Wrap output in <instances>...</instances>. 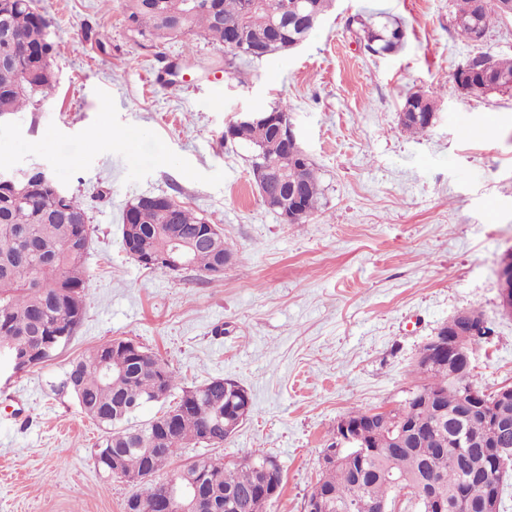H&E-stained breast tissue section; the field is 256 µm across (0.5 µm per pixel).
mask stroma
Segmentation results:
<instances>
[{"instance_id": "obj_1", "label": "stroma", "mask_w": 512, "mask_h": 512, "mask_svg": "<svg viewBox=\"0 0 512 512\" xmlns=\"http://www.w3.org/2000/svg\"><path fill=\"white\" fill-rule=\"evenodd\" d=\"M60 45L55 96L0 124V167L48 169L87 206L85 316L67 347L23 372L0 365V512H124L135 485L94 464L103 434L63 389L70 361L120 338L167 361L185 386L230 379L254 411L223 447L260 449L282 468L266 512H305L337 421L354 408L399 407L422 345L463 310L492 336L477 348L478 382L512 385V315L497 269L512 248V92L460 94L459 65L484 50L512 57V21L483 45L453 24L454 0H335L302 45L248 63L192 37L149 44L117 0H36ZM383 11L405 44L372 56L354 18ZM180 64L172 81L159 78ZM433 91L429 132L404 133L408 94ZM288 101L322 198L287 224L251 180V148L225 139L244 113ZM173 196L212 218L236 254L223 275L148 270L121 243L134 197Z\"/></svg>"}]
</instances>
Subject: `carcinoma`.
Wrapping results in <instances>:
<instances>
[{
    "label": "carcinoma",
    "instance_id": "carcinoma-1",
    "mask_svg": "<svg viewBox=\"0 0 512 512\" xmlns=\"http://www.w3.org/2000/svg\"><path fill=\"white\" fill-rule=\"evenodd\" d=\"M334 0H302L307 14L319 19L332 8ZM454 13L458 28L476 12V0H458ZM250 0H121L131 32L148 41L177 40L199 36L224 46L227 66L239 59L253 61L242 51H254L263 59L293 49L307 41L313 26L285 13L266 14L249 8ZM357 20L356 34L372 55L398 50L404 29L397 22ZM52 19L37 11L33 0H0V115H16L27 107L53 96L55 58L59 45L50 37ZM493 69L512 77V59H499L487 53L468 58L457 72L477 71L486 62ZM405 104L413 111L400 119L401 129L410 135L429 130L427 117L433 110L430 95L409 94ZM290 107L280 102L267 110L274 121L267 125H239L229 130V139L253 148L251 162L258 192L282 195L285 188L298 192L301 215L295 224H306L318 211L322 189L315 164L300 144L287 141L279 132V119L289 117ZM31 190L23 201L14 198L10 184L0 181V344H13L20 360L16 370L40 364L64 347L75 334L84 316L83 292L86 255L77 242L91 236L83 222L86 211L71 194L60 204L53 190L40 183V171L27 174ZM212 220L195 214L168 195L160 196L151 207L139 208L136 200L127 202L123 212L122 237H133L146 255L171 250L173 241H193ZM220 260L208 247L190 253V269L202 275ZM447 359L420 362L415 372L420 383L407 393L401 407L385 412L355 409L346 414L368 433V452L361 466L341 464L325 468L318 481L329 503L328 512H381L397 500L395 485L387 474L395 471L413 488L420 478L430 475L439 481L453 500L465 494L473 508L488 493L487 476L494 463L480 447L455 448L448 442L451 429L449 411L471 387L480 384L470 373L464 379L448 378ZM63 387L78 401L85 415L104 429L96 444L95 466L106 471V459L119 455L122 474L139 476L142 490L133 498L149 510L162 498L163 485L150 482L157 471L191 444L207 436L210 445L222 446L229 440L224 428L213 425L215 414L224 420H237L244 407L237 394L239 384L209 387L197 398L193 389H182L175 406V438L165 431L162 417L134 422L136 413L149 404L151 396H169L179 388V378L169 364L149 353L134 357L110 340L74 360L65 373ZM192 465L208 471L207 492L215 501L237 500L239 512H264L268 500L255 501L264 490L282 488V468L271 456L256 450L240 459L200 457Z\"/></svg>",
    "mask_w": 512,
    "mask_h": 512
}]
</instances>
